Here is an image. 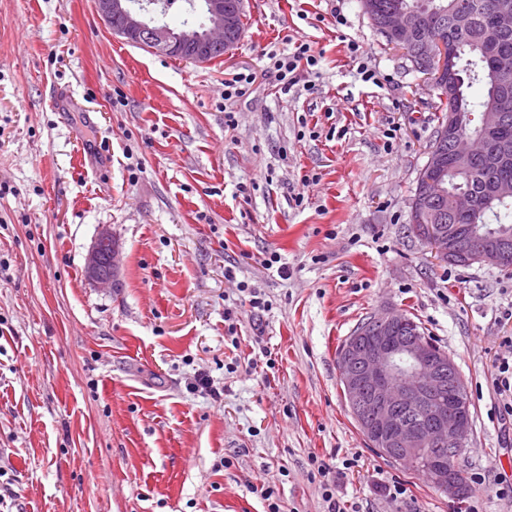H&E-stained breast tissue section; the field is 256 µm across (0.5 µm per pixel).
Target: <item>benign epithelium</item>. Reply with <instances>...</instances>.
Wrapping results in <instances>:
<instances>
[{"instance_id":"7a95c632","label":"benign epithelium","mask_w":512,"mask_h":512,"mask_svg":"<svg viewBox=\"0 0 512 512\" xmlns=\"http://www.w3.org/2000/svg\"><path fill=\"white\" fill-rule=\"evenodd\" d=\"M97 13L112 26V32L132 43L145 41L163 55H177L196 64L212 61L215 51L230 53L241 35L242 0H202L206 27L174 29L159 23L141 0H94ZM486 11L496 28L512 27V10L488 0ZM429 12L426 0L395 3L380 29L386 41L400 48L413 67L428 75L438 91L440 107L447 109L441 136L453 137L461 128L455 111L450 66L458 44L453 38L420 40L418 19ZM498 85L505 94L492 112L483 116L486 134L477 140L479 155L486 154L490 139L502 129L509 105L512 70L492 62ZM447 172L446 154L432 149L412 199V224L423 232L426 244L443 262L459 261L503 268L512 263V240L506 237L475 238L468 224H426L433 197ZM451 210L460 218L471 216L478 199L461 190L450 196ZM119 249L112 234L102 231L87 258L89 277L103 288L116 282ZM342 391L357 426L381 456L401 461L424 453L459 456L470 433L468 404L449 392L462 380L454 361L429 343L404 331V316L386 311L376 314L342 347L336 359ZM419 411L422 419L406 422L401 415ZM430 480L453 501L460 500L462 483L454 469L432 468Z\"/></svg>"}]
</instances>
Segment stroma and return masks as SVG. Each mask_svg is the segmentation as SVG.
Returning <instances> with one entry per match:
<instances>
[{
	"label": "stroma",
	"instance_id": "1",
	"mask_svg": "<svg viewBox=\"0 0 512 512\" xmlns=\"http://www.w3.org/2000/svg\"><path fill=\"white\" fill-rule=\"evenodd\" d=\"M243 14L239 45L201 65L113 35L94 0H0V512H265L270 486L284 512H324L314 457L348 512H469L368 448L345 401L336 348L386 308L454 360L474 414L461 461L486 476L472 496L512 512L493 386L512 269L448 265L410 231L435 92L360 0ZM301 43L320 63L281 92L267 54ZM248 71L225 105V79ZM93 151L108 172L84 165ZM104 229L112 288L87 273ZM200 373L219 396L193 389Z\"/></svg>",
	"mask_w": 512,
	"mask_h": 512
}]
</instances>
